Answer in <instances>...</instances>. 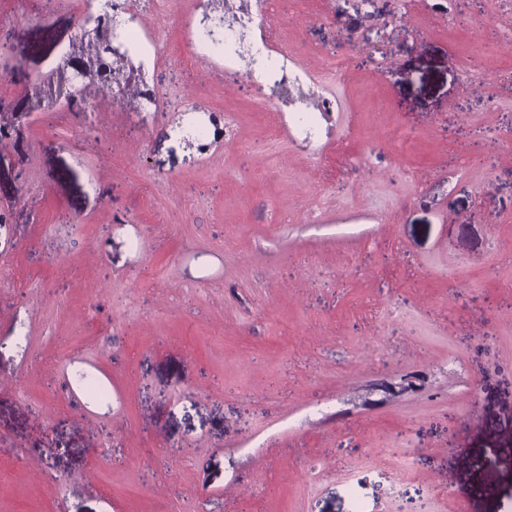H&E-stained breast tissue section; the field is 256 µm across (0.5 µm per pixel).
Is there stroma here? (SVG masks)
Instances as JSON below:
<instances>
[{"label": "stroma", "instance_id": "obj_1", "mask_svg": "<svg viewBox=\"0 0 512 512\" xmlns=\"http://www.w3.org/2000/svg\"><path fill=\"white\" fill-rule=\"evenodd\" d=\"M97 8L0 0V121ZM137 9L181 111L0 140V512H512V0H269L307 124Z\"/></svg>", "mask_w": 512, "mask_h": 512}]
</instances>
